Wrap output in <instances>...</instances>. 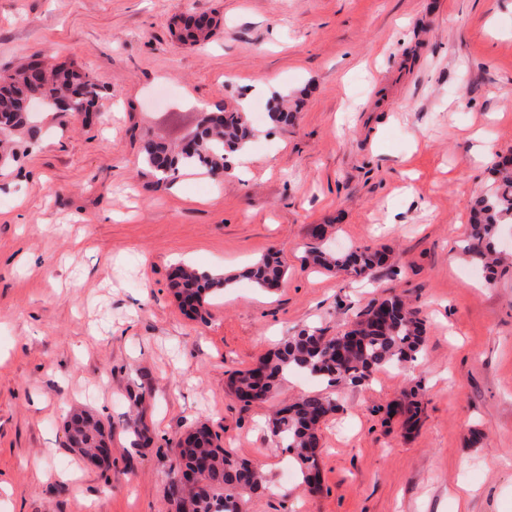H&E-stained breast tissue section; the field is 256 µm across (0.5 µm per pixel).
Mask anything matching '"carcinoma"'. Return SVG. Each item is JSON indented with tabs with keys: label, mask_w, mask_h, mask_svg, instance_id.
Segmentation results:
<instances>
[{
	"label": "carcinoma",
	"mask_w": 512,
	"mask_h": 512,
	"mask_svg": "<svg viewBox=\"0 0 512 512\" xmlns=\"http://www.w3.org/2000/svg\"><path fill=\"white\" fill-rule=\"evenodd\" d=\"M183 27L178 40L183 44L206 42L213 24L181 16ZM31 62L0 78V156L4 163L14 159L12 144L19 138L35 143L41 127L34 121L30 103L39 101L52 112H66L65 101L85 113L99 97L100 84L89 72L72 66L41 67L37 83L31 82ZM268 121L282 130L291 123L292 113L284 106V96L275 98L267 112ZM256 135L248 112L243 108L216 107L207 112L193 131V146L184 149L161 141L144 142L140 165L144 176L155 185L173 182L183 170H200L209 176L228 170L233 155L246 148ZM492 185L477 194L469 204L470 234L463 252L482 264L487 282L495 280L500 257L495 237L501 224H512V154L499 157L491 167ZM327 234L324 225L316 227V244L309 247L305 261L327 271L343 270L363 276L381 265L384 257L369 248H358L336 255L321 247ZM245 276L255 287H278L284 276L279 261L263 257ZM237 281V275H208L191 266L179 267L172 279L175 297L189 306L194 319H205L212 299L225 286ZM424 324L402 299L392 296L367 305L350 328L342 334L327 336L317 328L304 329L283 342L256 368L234 372L227 388L238 400L249 404L270 398L290 374L314 376L332 386L359 385L373 371L387 366H404L423 352ZM415 389L388 407L387 415H401L411 429L420 412ZM128 400L136 409L129 418L126 434L134 448H145L154 437L139 410L143 393L131 389ZM336 410V402L321 393L306 395L272 411L267 428L277 445L288 449L299 466L304 481H318V455L321 448L318 428L322 420ZM74 433L83 459L109 456L112 427H103L91 413L71 411ZM173 452L177 463L166 473L167 512H246V495L263 488V476L248 460L224 448L219 436L204 423L190 426L177 440Z\"/></svg>",
	"instance_id": "1"
}]
</instances>
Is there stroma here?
<instances>
[{
  "label": "stroma",
  "mask_w": 512,
  "mask_h": 512,
  "mask_svg": "<svg viewBox=\"0 0 512 512\" xmlns=\"http://www.w3.org/2000/svg\"><path fill=\"white\" fill-rule=\"evenodd\" d=\"M188 11L220 18L207 44L170 34ZM29 59L102 89L94 114L46 119L0 167V512H165L172 446L198 422L272 485L248 512H461L463 491L470 512H512V224L495 285L460 252L490 181L482 147L512 153V0H0V74ZM277 94L295 123L259 117L246 170L140 176L143 138ZM318 224L333 252L368 246L386 265L303 266ZM270 253L285 277L266 291L241 273ZM182 264L238 276L207 321L170 289ZM391 295L424 319L423 359L338 391L311 488L262 428L270 403L243 405L227 378ZM137 385L146 448L123 431ZM408 388L410 431L386 415ZM79 405L112 426L108 470L66 445Z\"/></svg>",
  "instance_id": "35a3bbf8"
}]
</instances>
